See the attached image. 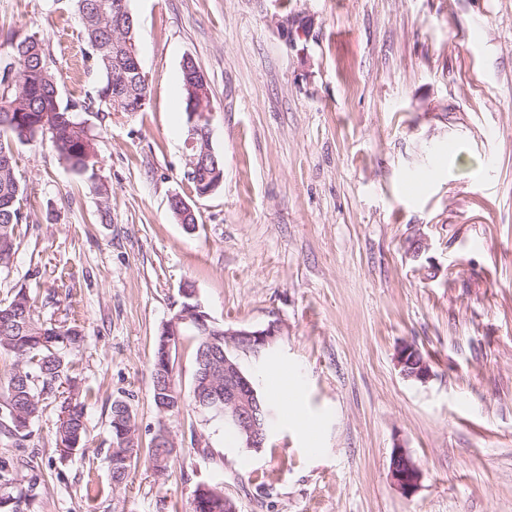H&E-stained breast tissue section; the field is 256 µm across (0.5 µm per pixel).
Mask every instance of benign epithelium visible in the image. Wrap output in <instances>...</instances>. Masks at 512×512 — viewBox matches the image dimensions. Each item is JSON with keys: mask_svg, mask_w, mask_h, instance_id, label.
Here are the masks:
<instances>
[{"mask_svg": "<svg viewBox=\"0 0 512 512\" xmlns=\"http://www.w3.org/2000/svg\"><path fill=\"white\" fill-rule=\"evenodd\" d=\"M211 316L198 305L182 317L165 322L166 336L169 337L168 355H173L178 347L180 324L192 322L200 331L209 330L207 321ZM282 333V325L270 322L262 329L227 326L224 328V341L233 344L245 354L260 359L276 342ZM396 365L407 379L425 383L430 378V368L425 361H416L415 347L402 346L396 355ZM216 411L224 416V422L234 426L242 436V447L260 449L264 447L267 432L259 420L260 411L257 392L253 382L240 369L238 363L224 356V397ZM390 478L393 484L405 494L415 491L421 480V471L410 456L403 450H396L391 458Z\"/></svg>", "mask_w": 512, "mask_h": 512, "instance_id": "benign-epithelium-1", "label": "benign epithelium"}]
</instances>
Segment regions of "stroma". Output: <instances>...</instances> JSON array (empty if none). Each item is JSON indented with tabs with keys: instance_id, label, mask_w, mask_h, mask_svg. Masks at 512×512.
I'll return each instance as SVG.
<instances>
[{
	"instance_id": "stroma-1",
	"label": "stroma",
	"mask_w": 512,
	"mask_h": 512,
	"mask_svg": "<svg viewBox=\"0 0 512 512\" xmlns=\"http://www.w3.org/2000/svg\"><path fill=\"white\" fill-rule=\"evenodd\" d=\"M148 79L141 112H78L93 137L95 194L50 138L18 145L27 187L0 300L25 289L41 319L78 322L87 441L60 458L57 403L33 423L41 478L27 512H192L220 484L237 512H512V0H127ZM308 21L289 43L273 24ZM33 34L62 101L102 75L70 0H0V30ZM211 94L221 187L185 176L184 58ZM181 195L198 224L170 208ZM425 242L413 253L411 242ZM217 323L282 334L240 355L262 397L295 385L300 418L275 409L249 451L194 407L159 417L154 338L184 301ZM431 377L404 378L402 344ZM148 446L113 486V401ZM312 421L311 430L301 427ZM422 472L403 494L395 449ZM158 437L151 439L148 447V458L152 463L154 469L162 474H165L170 467V462L175 451V444L167 439L157 441Z\"/></svg>"
}]
</instances>
